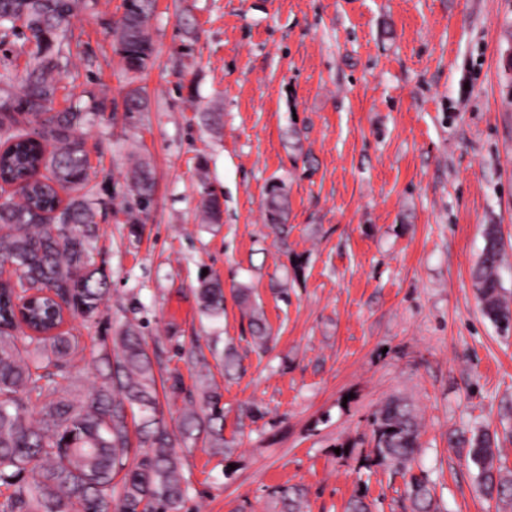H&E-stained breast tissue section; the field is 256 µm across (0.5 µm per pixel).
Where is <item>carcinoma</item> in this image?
<instances>
[{"label": "carcinoma", "mask_w": 512, "mask_h": 512, "mask_svg": "<svg viewBox=\"0 0 512 512\" xmlns=\"http://www.w3.org/2000/svg\"><path fill=\"white\" fill-rule=\"evenodd\" d=\"M97 0H0V44L21 39L31 46L23 70L0 60V176L12 192L0 200V512H180L190 490L177 440L159 409L157 379L140 326L129 324L94 359L99 384L80 387L70 374L81 354L62 329L64 313L94 318L107 285L90 241L106 204L90 185L82 134L108 108V98L89 92L52 111L60 83L70 73L74 33L68 18ZM155 0H123L110 24L115 54L129 76L123 108L128 120L149 111L146 88L135 84L156 48L149 31ZM126 210L138 224L150 211L154 175L139 160L126 178ZM199 208L219 224L223 211L210 188ZM267 223L284 226L288 198L274 186L265 201ZM487 246L473 276L483 314L506 328L512 307L501 293L502 248L496 225L485 229ZM201 310L224 311V290L205 281ZM253 341L267 345L263 314L251 317ZM201 410L182 420L183 434H203L216 453L224 447V407L219 387L199 378ZM137 427L138 443L130 426ZM376 463L406 470L418 448L419 419L406 400L392 398L372 415ZM467 455L478 469L481 493L496 506L512 504V477L494 466L487 433L474 436ZM281 512H300L304 491L274 490ZM413 512H432L426 484L410 483Z\"/></svg>", "instance_id": "obj_1"}]
</instances>
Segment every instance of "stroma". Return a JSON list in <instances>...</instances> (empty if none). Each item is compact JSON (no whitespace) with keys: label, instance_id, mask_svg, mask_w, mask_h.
<instances>
[{"label":"stroma","instance_id":"obj_1","mask_svg":"<svg viewBox=\"0 0 512 512\" xmlns=\"http://www.w3.org/2000/svg\"><path fill=\"white\" fill-rule=\"evenodd\" d=\"M122 2L71 17L80 47L54 110L89 90L122 102L107 27ZM151 34L148 112H105L84 134L107 202L94 257L108 291L95 320L65 328L89 357L141 323L157 369L181 379L159 391L174 433L206 362L233 453L182 451L180 512H275L285 485L305 488L303 512H345L360 493L373 512H410L409 477L370 462L371 416L394 395L418 409L412 475L438 512H498L456 442L489 430L512 472V329L483 316L473 278L496 225L512 302V0H157ZM215 106L217 133L200 119ZM141 156L154 201L133 231L121 190ZM205 185L222 223L201 218ZM274 185L288 196L281 240L262 211ZM205 278L224 288L223 316L200 311Z\"/></svg>","mask_w":512,"mask_h":512}]
</instances>
